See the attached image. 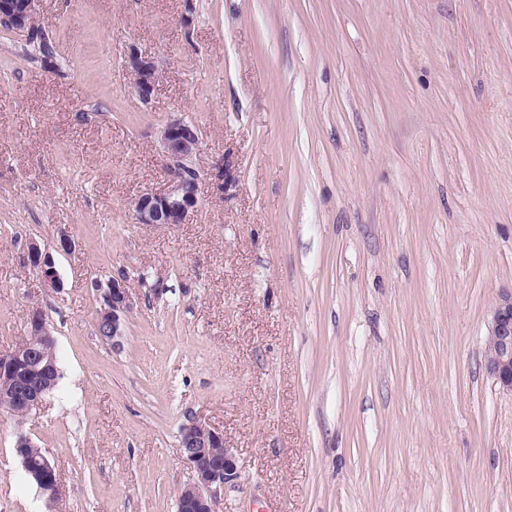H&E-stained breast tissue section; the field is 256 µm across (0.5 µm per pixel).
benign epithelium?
Listing matches in <instances>:
<instances>
[{
	"mask_svg": "<svg viewBox=\"0 0 512 512\" xmlns=\"http://www.w3.org/2000/svg\"><path fill=\"white\" fill-rule=\"evenodd\" d=\"M39 2L0 0V17L17 30L31 31L35 27ZM125 66L136 75L139 98L149 100L161 78L158 61L132 47L125 56ZM160 146L167 159L171 187L165 193L141 194L134 202L136 220L140 224H184L198 204L199 173L191 166V159L199 148L194 126L181 118L170 119L160 131ZM28 262L43 287L60 288L52 254L35 241L28 245ZM131 307L125 279L114 278L100 289L96 322L106 329L100 335L103 343L114 349L121 348ZM55 346V338L44 318L34 309L28 321L27 338L14 351L0 354V383L13 393L21 406L20 414L26 418L42 406L45 396L57 383ZM484 365L503 389L512 392V290L500 294L492 311ZM179 444L191 479L180 488L178 500L190 512H218L217 491L239 476L236 454L226 445L222 432L197 420L181 428ZM20 463L39 485L47 475H52L51 492H56L54 464L47 461L44 470L37 471L25 456Z\"/></svg>",
	"mask_w": 512,
	"mask_h": 512,
	"instance_id": "7a95c632",
	"label": "benign epithelium"
}]
</instances>
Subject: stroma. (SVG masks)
I'll return each mask as SVG.
<instances>
[{"label":"stroma","instance_id":"obj_1","mask_svg":"<svg viewBox=\"0 0 512 512\" xmlns=\"http://www.w3.org/2000/svg\"><path fill=\"white\" fill-rule=\"evenodd\" d=\"M37 25L51 57L0 26V353L39 309L61 378L0 411V512H176L192 420L237 455L220 512H512L483 357L512 289V0H41ZM132 47L163 67L146 102ZM174 117L198 207L140 224ZM62 233L54 292L27 247ZM125 279L112 278L100 291V306L96 310V322L107 330L100 334L103 343L120 349L125 336V320L132 307L131 295ZM27 458H28V456L26 455V456H22L21 459L19 460L23 469L25 470V472L27 474L33 476L36 479L37 484L39 486L42 484L43 479L48 481L47 474L48 473L51 474L52 475L51 493L55 495L56 487H57V471L55 468V464H52L50 461L46 460V462L44 463V470H42L40 472V471H36L34 468L31 467L30 462L27 460ZM49 483H50L49 481L46 483V490L43 492L46 495H48L50 498L51 494H50Z\"/></svg>","mask_w":512,"mask_h":512}]
</instances>
